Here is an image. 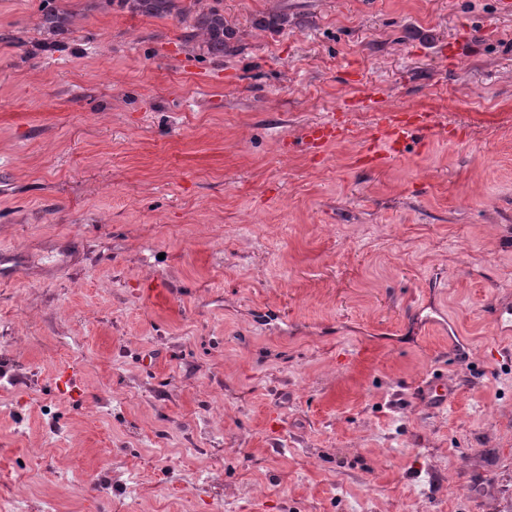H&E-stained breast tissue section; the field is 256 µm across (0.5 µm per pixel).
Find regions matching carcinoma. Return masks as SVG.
Wrapping results in <instances>:
<instances>
[{
  "label": "carcinoma",
  "mask_w": 512,
  "mask_h": 512,
  "mask_svg": "<svg viewBox=\"0 0 512 512\" xmlns=\"http://www.w3.org/2000/svg\"><path fill=\"white\" fill-rule=\"evenodd\" d=\"M201 0H190L187 7H179L176 0H120L132 11L153 17H167L172 14L188 22L187 38L201 39L213 55H222L233 38L234 31L224 24V11L217 6L197 7ZM70 24V16L56 8L43 13V29L60 32Z\"/></svg>",
  "instance_id": "1"
}]
</instances>
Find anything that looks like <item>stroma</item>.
I'll list each match as a JSON object with an SVG mask.
<instances>
[{
    "instance_id": "35a3bbf8",
    "label": "stroma",
    "mask_w": 512,
    "mask_h": 512,
    "mask_svg": "<svg viewBox=\"0 0 512 512\" xmlns=\"http://www.w3.org/2000/svg\"><path fill=\"white\" fill-rule=\"evenodd\" d=\"M502 2L219 0L239 42L214 56L175 15L54 0V36L44 0H0V337L31 338L0 350V498L512 512ZM394 109L463 139L361 168ZM334 110L352 136L313 153Z\"/></svg>"
}]
</instances>
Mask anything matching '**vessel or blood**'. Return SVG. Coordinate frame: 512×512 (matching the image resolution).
<instances>
[{
    "mask_svg": "<svg viewBox=\"0 0 512 512\" xmlns=\"http://www.w3.org/2000/svg\"><path fill=\"white\" fill-rule=\"evenodd\" d=\"M440 133V126L432 121L429 113L391 114L385 123L372 132L366 149L359 157L360 163L364 166H381L387 159L398 156L402 147L410 141L426 145ZM350 135L346 121L332 113L309 125L304 140L309 149L318 152L329 144L348 139Z\"/></svg>",
    "mask_w": 512,
    "mask_h": 512,
    "instance_id": "vessel-or-blood-1",
    "label": "vessel or blood"
}]
</instances>
